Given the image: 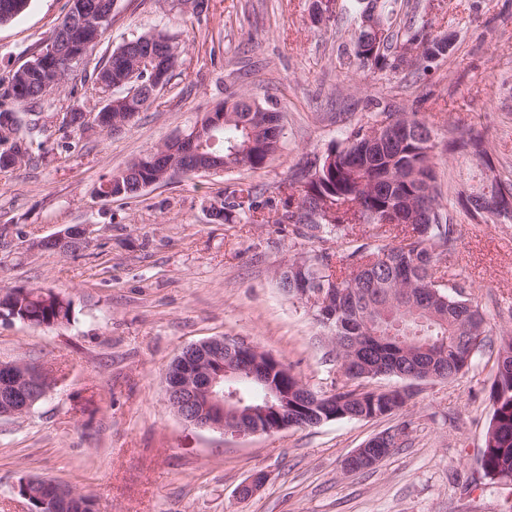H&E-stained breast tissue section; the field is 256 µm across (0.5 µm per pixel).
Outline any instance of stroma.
Wrapping results in <instances>:
<instances>
[{"label":"stroma","instance_id":"stroma-1","mask_svg":"<svg viewBox=\"0 0 512 512\" xmlns=\"http://www.w3.org/2000/svg\"><path fill=\"white\" fill-rule=\"evenodd\" d=\"M65 3L31 0L0 24V84L51 36ZM312 3L206 0L196 16L182 0H115L101 42L46 97L44 148L0 173V289L66 291L73 316L53 329L0 320V361H36L59 375L29 412L0 418V512H27L15 492L24 475L70 484L97 512H512V484L492 483L478 464L492 414L493 347L454 381L369 380L368 388L409 394L384 418L234 438L187 426L166 402L171 361L219 336L272 353L314 390L346 384L312 307L277 285L295 258L336 251V241L294 238L274 217L304 165L371 116L418 112L444 202L481 183L479 161L448 148L471 129L485 136L500 177L512 180V0H395V33L428 23L456 36L454 50L425 73L341 68L353 47L354 2L327 0L318 18ZM145 33L185 47L170 82L131 127L89 130L76 148L58 150L65 113L103 104L95 65ZM238 89L281 114L283 142L267 168L98 197L102 181ZM238 183L253 186L268 223L211 219V204ZM456 221L448 275L467 277L493 331L512 330V223ZM73 224L87 228L80 251L33 248ZM397 426L407 433L401 448L372 468L344 470L356 448ZM257 473L261 488L240 498Z\"/></svg>","mask_w":512,"mask_h":512}]
</instances>
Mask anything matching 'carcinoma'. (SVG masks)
<instances>
[{
	"label": "carcinoma",
	"mask_w": 512,
	"mask_h": 512,
	"mask_svg": "<svg viewBox=\"0 0 512 512\" xmlns=\"http://www.w3.org/2000/svg\"><path fill=\"white\" fill-rule=\"evenodd\" d=\"M31 0H0V24L7 23L27 10ZM440 34L424 24L409 29L404 38L389 33L383 49L367 59L360 48L370 35L357 31L351 53L342 57L340 65L347 68L368 69L373 72L398 70L403 67L401 49L408 42H422ZM127 60L113 51L111 56L94 68L95 85L106 92L121 76L127 82L120 88L127 102L112 112H121L126 125L142 111L148 98L129 92L141 84L153 82L157 75L143 69L127 71ZM46 95L42 77L28 71H15L0 97L28 105V99ZM393 118L410 127L413 132L427 129L418 112H388ZM41 133L35 120L23 127L18 141H9L0 134V171L8 170L5 155L17 144L29 153L33 139ZM374 127H359L347 138V143L336 149L338 155H350L368 146ZM205 136L212 140L206 151L224 158L228 168H235L237 153L246 143H255L250 169L262 170L280 146L282 127L275 109L258 103L248 92H232L224 98V124ZM463 147L484 162L489 152L484 137L472 134ZM375 151L376 165L370 169L358 167L345 170L338 166L322 173L317 180H310L311 169L301 172V180L310 189L321 194L334 195L350 203L359 204L364 210V223L381 225L388 214L393 195L409 197L420 191H429L433 204L425 223L402 228L395 235L385 237V242L374 248L364 245L338 250L334 254L318 251L296 258L278 272L280 288H293L306 281L316 288H334L346 295L336 304V328L333 336L336 360L346 367L344 376L349 380H365L362 364H381L393 370L405 369L421 373L432 367L448 380L464 374L475 354L488 344L490 329L482 307L472 295L465 294L471 284L465 279L449 284H434L444 279L437 275L439 264L455 253L457 225L447 206L439 200L435 176L424 147L411 141L402 148L390 146L371 147ZM151 153L131 161L127 167L112 175L101 189L118 193L141 181L156 177L157 167L151 163ZM377 180L373 192L360 190L363 182ZM224 202L220 204L222 220L230 222L238 215L254 217L261 210L253 188L238 184L225 189ZM296 198L287 193L281 202V213L276 224L292 225L297 238L324 240L334 237L347 240L353 233L354 223L349 210L336 212V221L314 223L295 218ZM11 318L33 328H51L66 324L72 317V300L52 289L12 288L0 293V317ZM25 379L28 393H46L55 385L54 370L41 369L43 382L38 383L30 374L27 361L19 359L0 363V381L4 373ZM245 405H258L264 397L263 389L248 382L234 385ZM408 395L399 390H365L363 388H337L322 400L319 410L336 409L349 420L375 419L393 414L403 408ZM493 412L486 432L485 448L481 459L484 475L492 481L512 482V334L505 332L497 349V366L490 390ZM17 494L31 506L32 512H95L94 500L80 492L64 497L60 492L72 490L67 484L55 483V489L46 486V480L21 477L16 485Z\"/></svg>",
	"instance_id": "1"
}]
</instances>
